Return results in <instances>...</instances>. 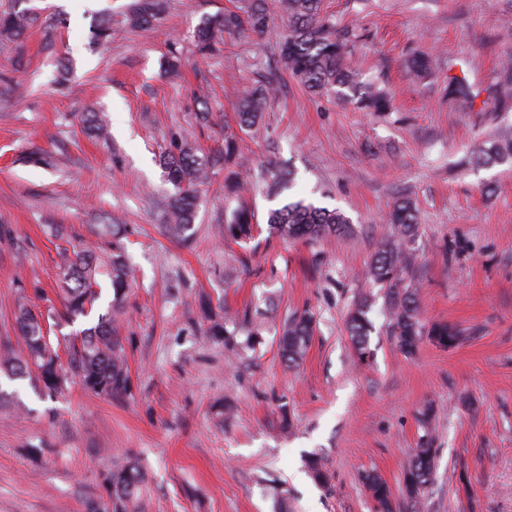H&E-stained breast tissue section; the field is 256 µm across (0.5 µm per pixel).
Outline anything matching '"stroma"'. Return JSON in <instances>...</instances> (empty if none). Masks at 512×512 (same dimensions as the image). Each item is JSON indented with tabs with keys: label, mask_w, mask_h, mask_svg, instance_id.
I'll use <instances>...</instances> for the list:
<instances>
[{
	"label": "stroma",
	"mask_w": 512,
	"mask_h": 512,
	"mask_svg": "<svg viewBox=\"0 0 512 512\" xmlns=\"http://www.w3.org/2000/svg\"><path fill=\"white\" fill-rule=\"evenodd\" d=\"M131 0H25L38 15L19 41L0 40V345L14 341L18 294L48 309L60 283L58 249L42 231L66 224L127 227L130 265L124 338L130 386L107 398L71 380L58 393L3 381L0 512H86L104 503L103 475L118 458L146 482L137 512H377L364 481L387 482L394 512H512V165L474 167L479 143L512 130V112L470 111L446 95L449 66L493 80L512 56V0H324L338 29L362 37L346 64L385 88L388 115L314 95L281 73L258 135L241 159L268 156L297 172L291 194L339 209L350 231L282 241L261 231L242 250L218 229L232 209L223 173L204 188L187 243L160 232L174 191L159 165L172 138L220 147L239 92L263 82L286 32L278 0L272 30L225 38L201 57L200 19L234 0H167L155 28L124 23ZM112 17L111 43L90 27ZM182 80L165 78L169 47ZM433 58L418 82L405 68ZM71 74L58 85L57 58ZM213 120L199 127L196 112ZM103 113L109 137L83 135L80 115ZM44 149L49 162L25 163ZM401 195L419 210L411 280L424 324L460 332L449 349L423 339L403 354L388 327L384 291L362 272L391 227ZM234 315L226 342L205 336L198 294ZM369 299V361H359L346 319ZM309 311L314 335L298 367L280 361V326ZM262 339L245 348L252 324ZM432 444L435 473L418 506L402 496L405 465ZM320 457L328 484L306 467Z\"/></svg>",
	"instance_id": "stroma-1"
}]
</instances>
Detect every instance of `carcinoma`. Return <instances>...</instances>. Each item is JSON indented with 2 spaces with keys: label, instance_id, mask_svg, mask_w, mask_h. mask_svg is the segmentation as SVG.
<instances>
[{
  "label": "carcinoma",
  "instance_id": "obj_1",
  "mask_svg": "<svg viewBox=\"0 0 512 512\" xmlns=\"http://www.w3.org/2000/svg\"><path fill=\"white\" fill-rule=\"evenodd\" d=\"M242 6L222 13L207 15L198 24L194 41L197 51L204 55L226 35L248 29L263 34L271 27L266 0H241ZM282 14L288 20V36L280 46L283 68L298 78L315 93L338 92L346 99L356 101L364 112L384 114L393 110L392 99L382 88L364 85L344 67L349 44L360 38L354 31L339 32L333 20L323 13L322 0H279ZM163 0H133L125 21L137 28L153 25L162 15ZM37 22L30 10L0 12V39L19 40ZM112 20L103 18L92 30V38L99 44L112 41ZM410 73L422 79L433 70L428 56H416L407 63ZM278 74L272 73L263 85L244 91L240 98L236 124L242 132L256 129L267 101L278 84ZM448 99L470 110L512 109V62L504 63L495 78L485 86L471 80L468 72H453L448 67ZM85 134L105 139L108 127L95 112H84L80 118ZM238 135L224 132V147L208 153L202 152L183 140L161 158L167 181L175 188L163 214L162 231L165 235L184 241L190 237L198 216L200 194L214 173V169L229 163L238 153ZM477 166L492 167L512 162V135L490 138L471 153ZM259 177L267 194L275 198L288 189L293 179L291 170L271 161L265 163ZM250 176L232 171L224 178V195L241 194ZM266 223L269 232L284 239H314L347 231L348 220L338 210H329L303 199L291 201L269 210ZM386 223L393 225V238L379 243L365 275L385 289V307L390 317L391 332L398 348L413 354L423 337L443 345L458 341L460 331L438 324L426 327L419 317L416 287L408 280L414 257L407 246L417 233V210L411 198L400 196L393 202ZM256 218L246 207L235 208L222 226L221 233L247 247L254 240ZM92 232L109 241L110 248L102 254H88L74 249L64 252L59 264V275L64 288L61 300L64 316L72 320L85 317L98 299L95 286L106 277L112 288V300L106 314L97 323L80 332L79 342L73 344L68 367H63L58 351L48 339L50 315L36 311L28 299L20 297L14 311L17 341L22 354L14 352L12 345L0 348V376L14 381L35 372L36 381L50 392H58L76 378L82 385L99 395L110 397L127 391L130 377L126 365L123 338L118 323L125 314L126 291L130 270L126 261L122 239L126 233L123 224H95ZM200 310L207 321L205 335L221 340L231 335L226 319L215 310L209 300L200 302ZM348 332L352 346L362 361L370 356L368 336L371 325L367 307L357 305L348 318ZM313 336V317L303 312L281 325L279 347L281 357L289 368L298 364L305 355ZM435 468V449L421 447L414 451L405 467L403 493L416 503L431 484ZM366 482L380 512H391V491L387 483L376 475H367ZM109 491L106 512H133L136 508L145 475L133 461L117 462L105 477Z\"/></svg>",
  "mask_w": 512,
  "mask_h": 512
}]
</instances>
